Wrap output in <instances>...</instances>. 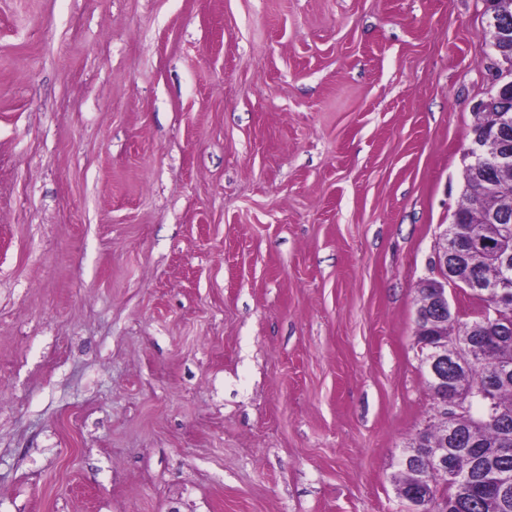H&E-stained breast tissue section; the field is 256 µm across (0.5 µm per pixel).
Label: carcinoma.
I'll return each mask as SVG.
<instances>
[{"label": "carcinoma", "instance_id": "cac0c4a2", "mask_svg": "<svg viewBox=\"0 0 512 512\" xmlns=\"http://www.w3.org/2000/svg\"><path fill=\"white\" fill-rule=\"evenodd\" d=\"M491 169L476 178L463 171V192L457 215L475 220L483 211H492L499 200L486 191L485 182L496 178ZM457 341L466 353V365L457 366L456 383L444 392L429 382L434 407L453 402L454 396L483 386L486 396L474 398L471 408L451 423L454 434L445 437L444 423L427 426L405 449L416 450V444L439 445L448 448V470L429 468L423 456L415 459L411 468L404 461L398 466V491L402 498H413L418 505L432 512H512V488L503 497L497 488L505 475L512 478V453L504 456L502 448H512V373L504 378L498 365L512 362V335L500 334L496 327L485 326L477 320L463 321L448 317V321L432 328L418 323L417 341L441 338ZM426 475L425 485L419 476Z\"/></svg>", "mask_w": 512, "mask_h": 512}]
</instances>
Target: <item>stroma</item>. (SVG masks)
Listing matches in <instances>:
<instances>
[{"mask_svg": "<svg viewBox=\"0 0 512 512\" xmlns=\"http://www.w3.org/2000/svg\"><path fill=\"white\" fill-rule=\"evenodd\" d=\"M486 26L0 0V512H408Z\"/></svg>", "mask_w": 512, "mask_h": 512, "instance_id": "35a3bbf8", "label": "stroma"}]
</instances>
